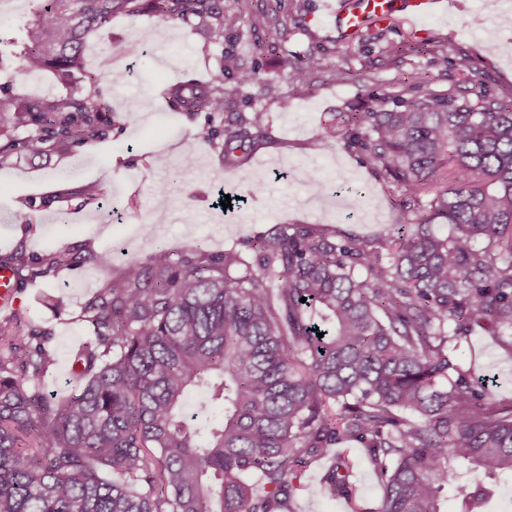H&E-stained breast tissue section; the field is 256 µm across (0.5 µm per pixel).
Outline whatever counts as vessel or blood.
<instances>
[{"instance_id": "vessel-or-blood-1", "label": "vessel or blood", "mask_w": 512, "mask_h": 512, "mask_svg": "<svg viewBox=\"0 0 512 512\" xmlns=\"http://www.w3.org/2000/svg\"><path fill=\"white\" fill-rule=\"evenodd\" d=\"M440 8V0H323L315 21L337 39L350 40L364 26H388L397 14L410 27H418Z\"/></svg>"}]
</instances>
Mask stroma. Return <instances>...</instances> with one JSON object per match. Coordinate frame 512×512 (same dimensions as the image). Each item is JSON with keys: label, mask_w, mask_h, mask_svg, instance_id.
Instances as JSON below:
<instances>
[{"label": "stroma", "mask_w": 512, "mask_h": 512, "mask_svg": "<svg viewBox=\"0 0 512 512\" xmlns=\"http://www.w3.org/2000/svg\"><path fill=\"white\" fill-rule=\"evenodd\" d=\"M319 0H288V52L305 55L320 51L331 62H345L349 74L335 81L329 70L311 75L304 85L289 83L277 55L257 54L248 29L239 35H216L184 24H165L143 15L118 16L89 36L88 67L128 70L120 88L104 86L102 97L114 111L108 136L72 149L40 157L18 151L14 166L0 174V257L24 247L33 257L75 248L103 253L111 258L108 269L92 264L64 269L47 276H30L18 285L17 308L27 331L48 336L55 365L41 383L43 392L56 397L75 393L68 373L75 348L90 335L81 319L82 308L112 277L131 262L150 263L158 246L179 253L187 233H194L207 250L238 251L249 256L250 238L265 235L285 224H318L355 237L388 236L402 219L393 207L392 191L364 167L356 155L341 147L324 149L321 127L331 113L355 105L365 80L383 84L391 98L420 93L415 76L427 74L430 89H454L460 79V62L473 65L484 88L493 96L512 98V39L492 14L484 13L481 0H469L465 10L449 8L427 19L429 42L448 50V67L439 69L430 53L405 57L386 64L381 52L391 41L414 40L410 27L401 22L387 29L371 28L368 36L352 41L347 59H340V40L323 39L307 17ZM483 16L485 26L466 33L469 19ZM136 45L127 53L128 45ZM241 58L243 70L260 69L274 76L287 110L263 98L261 84L246 88L245 95L226 101L229 112L264 108L269 114L265 145L254 151L247 166L230 172L224 166L220 141L203 144L202 134L216 123L205 113L191 116L173 111L164 91L168 84L194 73L207 76L225 51ZM136 100V111L125 108ZM193 165H186V156ZM349 177L365 191L367 219L321 212L301 204L305 178L321 180L335 188ZM262 183L254 194V183ZM95 189L97 202H87L86 188ZM170 192L168 209L153 206L156 189ZM243 197L242 208L223 210L219 191ZM452 355L462 366L494 375L493 400H512V353L500 336L479 330L459 340ZM326 462L311 466L295 503L296 512H348L343 499L329 496L321 478Z\"/></svg>", "instance_id": "stroma-1"}]
</instances>
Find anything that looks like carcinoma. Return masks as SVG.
<instances>
[{
	"instance_id": "1",
	"label": "carcinoma",
	"mask_w": 512,
	"mask_h": 512,
	"mask_svg": "<svg viewBox=\"0 0 512 512\" xmlns=\"http://www.w3.org/2000/svg\"><path fill=\"white\" fill-rule=\"evenodd\" d=\"M31 2L21 38L0 29V171L19 145L40 156L107 135L112 110L99 85L126 75L83 58L112 17L220 33L239 28L249 0ZM252 18L265 34L254 49L280 54L289 82L349 74L322 56L288 58V0ZM431 51L448 60L425 41L384 49L391 62ZM45 71L65 92L16 96L17 82ZM238 72L226 52L207 80L165 90L173 110L224 120L231 169L265 143L269 124L263 109L224 112L261 80L252 70L226 86ZM388 100L365 81L362 102L336 113L322 142L398 189L404 221L389 241L286 224L247 242L251 263L194 239L176 261L162 249L147 267L130 263L82 310L93 336L72 357L78 390L64 400L38 389L53 364L47 338L23 335L19 313L0 322V512H293L318 458L332 460L325 492L364 512L353 464L336 451L344 441L363 448L383 489L378 512H442L450 487L457 512H485L512 480V402L492 401L489 380L453 363L448 346L477 327L512 333V99L471 87L427 89L392 109ZM2 263L44 274L109 261L61 250L35 262L18 248ZM193 390L205 396L201 411L222 408L220 422L182 419Z\"/></svg>"
}]
</instances>
